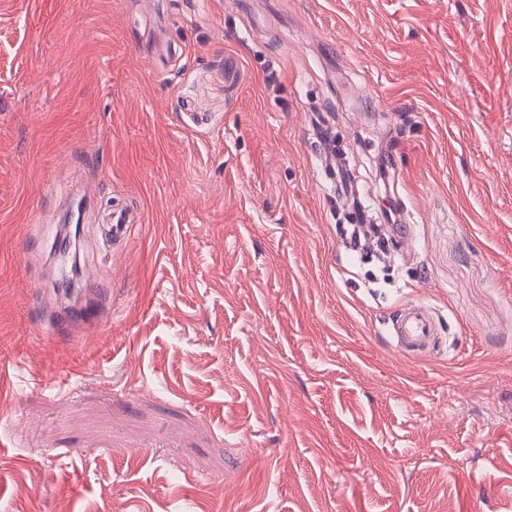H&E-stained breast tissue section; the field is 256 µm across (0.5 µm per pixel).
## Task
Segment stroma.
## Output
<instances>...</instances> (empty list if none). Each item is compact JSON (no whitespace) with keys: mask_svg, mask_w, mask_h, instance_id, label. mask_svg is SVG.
I'll list each match as a JSON object with an SVG mask.
<instances>
[{"mask_svg":"<svg viewBox=\"0 0 512 512\" xmlns=\"http://www.w3.org/2000/svg\"><path fill=\"white\" fill-rule=\"evenodd\" d=\"M0 512H512V0H0ZM139 222V212L127 205H122L113 212V224L109 227L110 235L117 240L126 239L131 224H138ZM392 337L400 351L415 355L429 352L437 338L432 313L422 307L403 310L392 321Z\"/></svg>","mask_w":512,"mask_h":512,"instance_id":"stroma-1","label":"stroma"}]
</instances>
